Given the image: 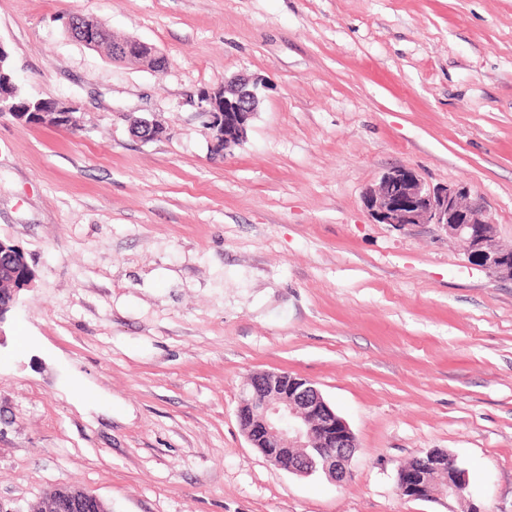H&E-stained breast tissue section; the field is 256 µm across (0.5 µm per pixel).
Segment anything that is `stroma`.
I'll list each match as a JSON object with an SVG mask.
<instances>
[{
    "label": "stroma",
    "mask_w": 512,
    "mask_h": 512,
    "mask_svg": "<svg viewBox=\"0 0 512 512\" xmlns=\"http://www.w3.org/2000/svg\"><path fill=\"white\" fill-rule=\"evenodd\" d=\"M78 14L165 70L72 40ZM0 43L86 126L0 114V238L36 271L0 323V502L75 484L112 512H512V281L364 203L399 166L464 184L512 248V0H0ZM241 75L257 114L216 160L200 96ZM263 371L347 421L351 480L251 448L239 395ZM428 449L465 500L398 493Z\"/></svg>",
    "instance_id": "1"
}]
</instances>
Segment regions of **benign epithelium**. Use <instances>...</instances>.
Returning a JSON list of instances; mask_svg holds the SVG:
<instances>
[{"instance_id": "obj_1", "label": "benign epithelium", "mask_w": 512, "mask_h": 512, "mask_svg": "<svg viewBox=\"0 0 512 512\" xmlns=\"http://www.w3.org/2000/svg\"><path fill=\"white\" fill-rule=\"evenodd\" d=\"M75 26L76 22L68 19V33L86 46H95L97 32ZM146 46L138 39H126L112 49V61H132ZM200 104L205 123L219 135L211 140L210 153L222 159L246 137L259 105L258 84L235 78L204 93ZM132 132L149 140L163 135L149 119L140 120ZM365 205L379 224L436 225L479 266L512 279V249L495 246L493 221L483 202L471 197L470 187L430 186L412 169L400 166L382 176L379 185L366 194ZM0 257L5 260L6 274L26 261L24 254L8 250L2 240ZM238 420L251 447L275 468L300 476L323 474L339 483L351 477L354 434L311 380L285 371L251 375L242 391ZM397 487L410 499L461 498L467 487L466 472L448 458V453L433 449L399 468ZM85 503L90 512H111L103 500L87 491L65 502L53 495L49 499L50 508L65 504L70 512H82Z\"/></svg>"}]
</instances>
